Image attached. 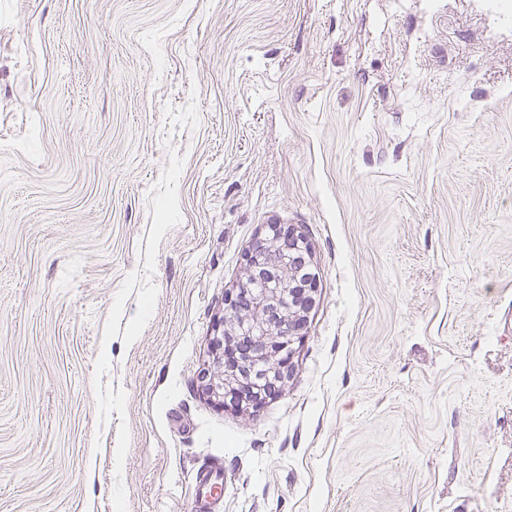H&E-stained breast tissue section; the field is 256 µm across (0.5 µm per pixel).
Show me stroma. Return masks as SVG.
Here are the masks:
<instances>
[{"instance_id":"35a3bbf8","label":"stroma","mask_w":512,"mask_h":512,"mask_svg":"<svg viewBox=\"0 0 512 512\" xmlns=\"http://www.w3.org/2000/svg\"><path fill=\"white\" fill-rule=\"evenodd\" d=\"M281 395L217 409L268 225ZM512 512V0H0V512ZM244 260L243 278L224 295V316L209 342L211 363L201 377L211 403L239 412L282 393L318 281L312 246L293 225H268Z\"/></svg>"}]
</instances>
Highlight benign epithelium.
<instances>
[{
    "label": "benign epithelium",
    "mask_w": 512,
    "mask_h": 512,
    "mask_svg": "<svg viewBox=\"0 0 512 512\" xmlns=\"http://www.w3.org/2000/svg\"><path fill=\"white\" fill-rule=\"evenodd\" d=\"M318 272L312 246L292 225L270 224L245 254L244 276L224 295L201 390L220 409H257L282 393L295 344L307 334Z\"/></svg>",
    "instance_id": "benign-epithelium-1"
}]
</instances>
